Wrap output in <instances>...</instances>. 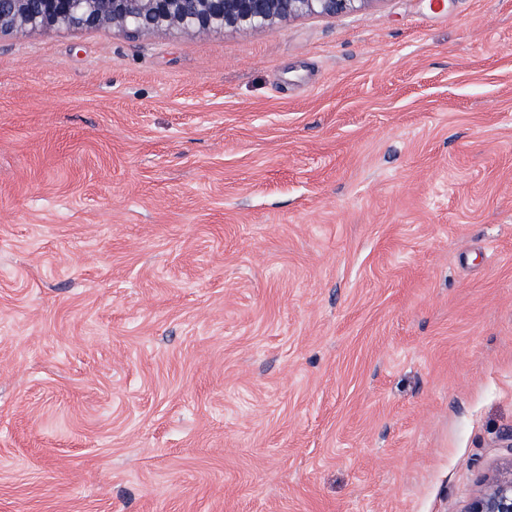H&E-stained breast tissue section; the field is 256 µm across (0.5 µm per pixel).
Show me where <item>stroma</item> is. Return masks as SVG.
<instances>
[{
	"label": "stroma",
	"instance_id": "stroma-1",
	"mask_svg": "<svg viewBox=\"0 0 512 512\" xmlns=\"http://www.w3.org/2000/svg\"><path fill=\"white\" fill-rule=\"evenodd\" d=\"M511 433L512 0L0 33V512H465Z\"/></svg>",
	"mask_w": 512,
	"mask_h": 512
}]
</instances>
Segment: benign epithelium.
Masks as SVG:
<instances>
[{"label":"benign epithelium","mask_w":512,"mask_h":512,"mask_svg":"<svg viewBox=\"0 0 512 512\" xmlns=\"http://www.w3.org/2000/svg\"><path fill=\"white\" fill-rule=\"evenodd\" d=\"M372 0H0V32L112 28L176 35L273 31L304 16H336ZM466 512H512V477L493 480Z\"/></svg>","instance_id":"benign-epithelium-1"}]
</instances>
